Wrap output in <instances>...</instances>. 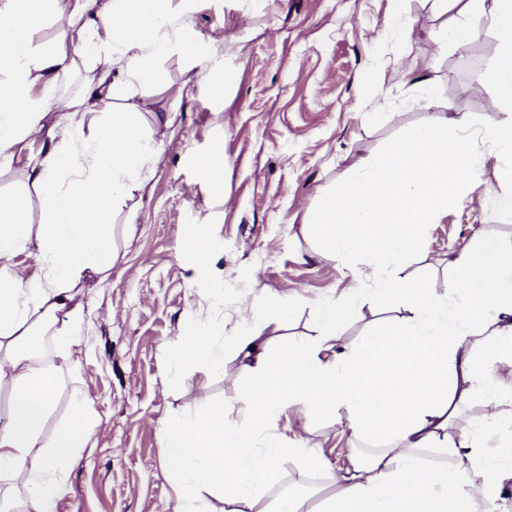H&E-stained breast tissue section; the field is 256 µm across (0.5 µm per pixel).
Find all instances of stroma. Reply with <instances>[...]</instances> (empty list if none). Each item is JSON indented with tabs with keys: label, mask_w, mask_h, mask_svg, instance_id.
I'll use <instances>...</instances> for the list:
<instances>
[{
	"label": "stroma",
	"mask_w": 512,
	"mask_h": 512,
	"mask_svg": "<svg viewBox=\"0 0 512 512\" xmlns=\"http://www.w3.org/2000/svg\"><path fill=\"white\" fill-rule=\"evenodd\" d=\"M458 17L436 0H192L179 37L150 60L157 83L134 89L157 154L122 210L103 215L118 258L105 277L75 290L85 312L74 349L81 367L66 375L51 420L59 422L83 391L98 427L66 475L57 512H170L175 492L160 456L166 425L211 403L224 404L233 422L247 420L237 337L258 333L275 347L314 340L315 302L343 298L374 276L370 263L352 267L315 245L308 218L319 195L416 124L507 122L483 80L500 49L496 29L476 27L462 47L434 41ZM201 69L222 83V95L196 85ZM99 71L78 58L52 90L35 87L45 124L55 122L59 99L80 94ZM158 112L172 113L173 123L155 125ZM217 154L220 182L201 167ZM479 157L477 187L437 215L420 254L396 272L426 281L451 304L448 262L463 246L482 238L512 244V221L491 216L487 198L505 191L502 157L485 144ZM191 224L208 242L205 254L182 245ZM260 298L292 307V316L257 324L250 309ZM409 315L403 304L361 301L336 343ZM192 326L223 344L224 368L208 378L196 362L165 382V348ZM277 430L303 435L326 460L321 470L285 460L272 482L309 494L313 506L336 493L333 476L353 453L372 450L338 416L312 419L293 409Z\"/></svg>",
	"instance_id": "obj_1"
}]
</instances>
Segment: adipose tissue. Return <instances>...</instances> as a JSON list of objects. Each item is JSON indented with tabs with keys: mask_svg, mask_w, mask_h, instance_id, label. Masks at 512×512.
<instances>
[{
	"mask_svg": "<svg viewBox=\"0 0 512 512\" xmlns=\"http://www.w3.org/2000/svg\"><path fill=\"white\" fill-rule=\"evenodd\" d=\"M167 2L111 0L101 7L97 0H75L66 14L59 0H6L0 71L9 78L0 83V167L23 162L46 220L32 226L26 194L0 193V385L12 389L9 410L0 416V512H55L65 490L63 474L96 432L89 399L81 393L54 430L46 424L74 366L69 348L80 342L83 310L72 290L83 272L111 270L116 254L100 217L137 188L149 152L137 106L112 73L142 85L155 82L143 57L127 55L126 48L134 42L154 56L167 50L178 21ZM461 12L463 21L449 27L445 39L463 45L472 29L494 25L502 42L484 79L501 109L512 112V0H466ZM49 20L57 22L61 41H72V51H34L31 35ZM72 53L94 58L101 70L84 94L60 101L53 127H45L32 90L53 88ZM102 95L124 100V109L82 130L81 117ZM66 173L74 176L68 187L61 180ZM33 239L47 275L25 283L8 261ZM450 266L448 288L458 303H443L424 282L384 280L385 300L406 302L416 316L360 342L337 346L341 308L335 304L325 305L314 341L273 352L260 335L242 337L247 424L230 423L223 405L214 404L164 430L161 457L176 492L173 512H207L205 490L223 491L228 512H254L282 460L322 468V454L305 437L273 432L292 408L310 416L346 410L352 432L376 445L372 454H353L336 474L338 492L324 501L322 512H497L512 492V455L491 460L479 446L491 422L512 439V416L499 411L503 402L512 403V394L488 393L494 362L512 358V248L492 239L472 243ZM476 328L482 337L474 344L467 332ZM45 331L64 342L65 351L39 353ZM197 358L207 373H219L224 348L191 328L171 343L164 378ZM480 398L482 422L449 434V423ZM35 448L42 455L32 469L28 458ZM20 488L26 492L21 502L15 497Z\"/></svg>",
	"mask_w": 512,
	"mask_h": 512,
	"instance_id": "1",
	"label": "adipose tissue"
}]
</instances>
